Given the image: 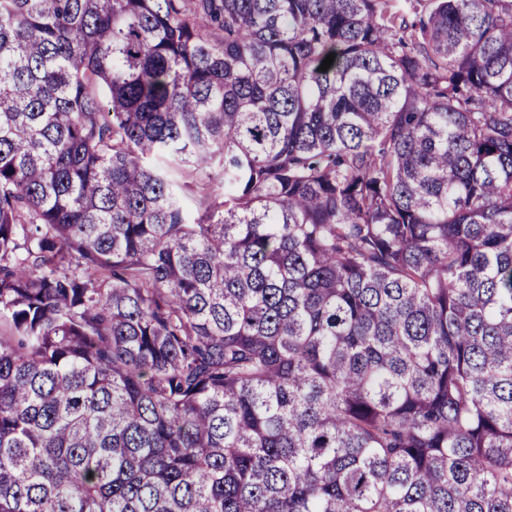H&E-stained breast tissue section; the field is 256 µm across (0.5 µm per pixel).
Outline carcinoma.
Segmentation results:
<instances>
[{
    "instance_id": "1",
    "label": "carcinoma",
    "mask_w": 512,
    "mask_h": 512,
    "mask_svg": "<svg viewBox=\"0 0 512 512\" xmlns=\"http://www.w3.org/2000/svg\"><path fill=\"white\" fill-rule=\"evenodd\" d=\"M392 2L0 0V512H512V0Z\"/></svg>"
}]
</instances>
